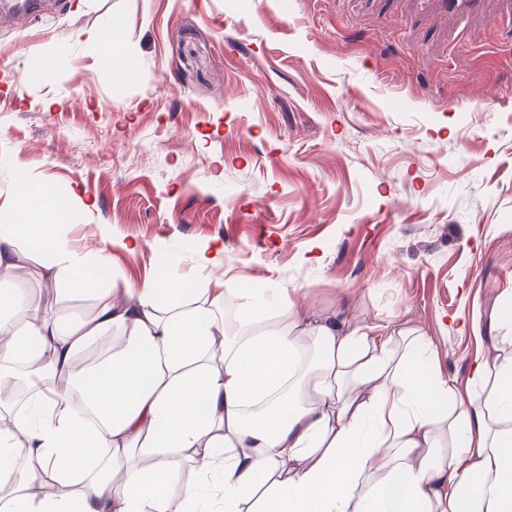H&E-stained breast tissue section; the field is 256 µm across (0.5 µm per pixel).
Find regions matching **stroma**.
I'll return each instance as SVG.
<instances>
[{"label":"stroma","instance_id":"1","mask_svg":"<svg viewBox=\"0 0 512 512\" xmlns=\"http://www.w3.org/2000/svg\"><path fill=\"white\" fill-rule=\"evenodd\" d=\"M0 223L19 177L77 194L57 223L132 285L193 282L224 246L237 288L402 322L466 380L511 330L512 0H0ZM89 30L118 33L115 79ZM484 100L475 109V100ZM94 207L85 220L81 204ZM23 316L86 313L33 270ZM441 11L451 13H479L484 5V0H426L424 2ZM194 260L202 270L223 266L224 246L215 243H203L196 249Z\"/></svg>","mask_w":512,"mask_h":512}]
</instances>
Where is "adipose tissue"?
<instances>
[{
	"label": "adipose tissue",
	"instance_id": "obj_1",
	"mask_svg": "<svg viewBox=\"0 0 512 512\" xmlns=\"http://www.w3.org/2000/svg\"><path fill=\"white\" fill-rule=\"evenodd\" d=\"M57 210L49 189L20 188L0 274L21 268L23 237L57 293L109 285L84 314L0 316V512H512V350L476 354L461 383L418 330L281 288L229 317L234 289L205 279L186 304L181 282L135 287L106 250L72 251ZM106 336L109 356L75 372ZM39 477L52 496L30 492Z\"/></svg>",
	"mask_w": 512,
	"mask_h": 512
}]
</instances>
